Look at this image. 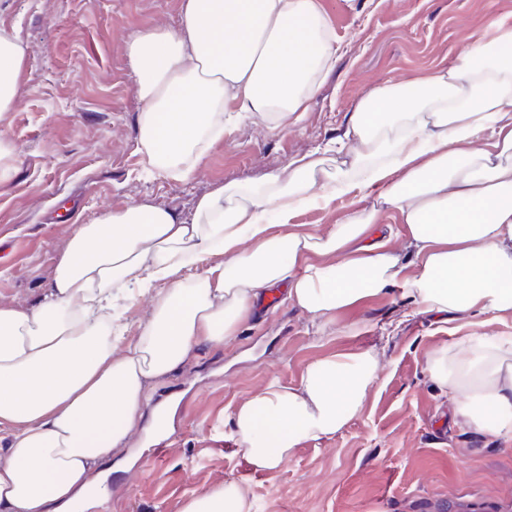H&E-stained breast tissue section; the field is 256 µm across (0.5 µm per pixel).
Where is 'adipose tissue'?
I'll use <instances>...</instances> for the list:
<instances>
[{"label":"adipose tissue","mask_w":512,"mask_h":512,"mask_svg":"<svg viewBox=\"0 0 512 512\" xmlns=\"http://www.w3.org/2000/svg\"><path fill=\"white\" fill-rule=\"evenodd\" d=\"M128 57L144 103L139 150L153 172L186 181L237 119L274 130L306 111L336 45L320 0H180L178 25L140 32ZM24 60L0 29V112L22 90ZM339 150L337 169L316 149L262 182L216 186L188 216L142 201L75 225L45 301L0 306V512H69L98 497L87 473L133 431L148 380L235 335L272 288L326 324L398 284L429 311L512 314V26L492 23L451 68L369 90ZM351 191L357 208L326 234L291 224L297 209ZM383 207L413 274L368 239ZM145 295L150 319L126 344L117 303ZM426 367L456 419L512 441V336L458 337ZM378 378L373 352L339 353L237 406L254 469L274 472L301 441L335 435ZM252 510L228 480L184 512Z\"/></svg>","instance_id":"1"}]
</instances>
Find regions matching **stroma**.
I'll list each match as a JSON object with an SVG mask.
<instances>
[{"mask_svg": "<svg viewBox=\"0 0 512 512\" xmlns=\"http://www.w3.org/2000/svg\"><path fill=\"white\" fill-rule=\"evenodd\" d=\"M339 51L307 112L270 130L246 117L228 128L189 181L155 175L138 150L143 103L128 44L176 26L180 0H0V28L26 50V84L0 114V305L41 303L74 225L152 201L192 213L220 184L260 182L291 159L341 137L362 95L453 66L491 22L512 25V0H321ZM353 195L298 209L292 223L322 235ZM473 333L512 336V317L440 320L402 286L323 325L285 300L258 306L236 336L204 342L175 373L150 379L152 399L181 391L165 446L135 432L91 484L112 512H184L234 479L254 512H512V442L455 422L427 356ZM373 351L377 383L336 435L302 441L274 473L257 472L232 427L235 407L269 383L297 385L339 352Z\"/></svg>", "mask_w": 512, "mask_h": 512, "instance_id": "1", "label": "stroma"}]
</instances>
